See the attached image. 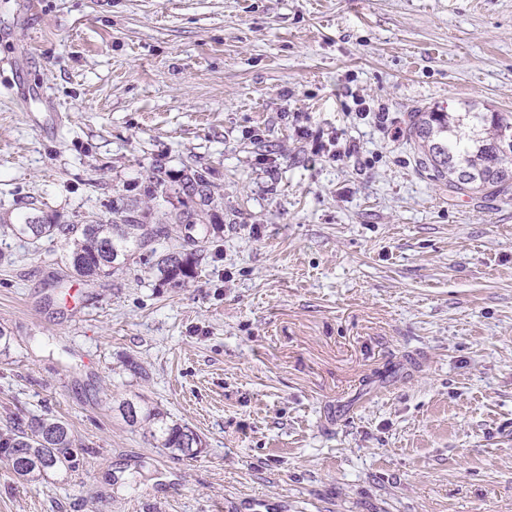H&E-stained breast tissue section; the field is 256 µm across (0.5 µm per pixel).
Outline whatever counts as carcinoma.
Instances as JSON below:
<instances>
[{
	"mask_svg": "<svg viewBox=\"0 0 512 512\" xmlns=\"http://www.w3.org/2000/svg\"><path fill=\"white\" fill-rule=\"evenodd\" d=\"M409 134L421 148L420 164L434 176L448 179V187L459 194L491 187L506 195L512 192V112H483L466 104L460 112H417ZM152 197L164 199L169 186L161 172L149 177ZM189 199L199 200V210L184 209L166 213L161 224L149 222V214L137 218L127 209L112 205V218H97L88 224H60L45 217L24 218L19 224H4L6 233L34 243L45 238L60 245L62 256L73 274L88 281L112 276L145 254L157 256L152 266L161 281L175 287L196 278L198 257L175 245L157 254L154 244L172 239L174 227L192 229L206 223L205 208L213 203V184L207 171H195L181 182ZM121 411L131 426L147 423L161 447L195 456L202 440L191 428L167 420L158 408L137 406L131 400ZM30 452L26 478L35 479L50 470L72 468L75 443L68 424L59 417H18L0 431V457L16 467L15 454Z\"/></svg>",
	"mask_w": 512,
	"mask_h": 512,
	"instance_id": "1",
	"label": "carcinoma"
}]
</instances>
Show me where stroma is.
<instances>
[{
    "instance_id": "35a3bbf8",
    "label": "stroma",
    "mask_w": 512,
    "mask_h": 512,
    "mask_svg": "<svg viewBox=\"0 0 512 512\" xmlns=\"http://www.w3.org/2000/svg\"><path fill=\"white\" fill-rule=\"evenodd\" d=\"M463 101L512 112V0H0V216L220 196L182 287L0 236V430L57 416L78 456L0 458V512H512V198L408 136ZM123 418L130 426L147 423L154 427L151 435L161 443V447L173 452H180L189 456H197L202 448V440L199 435L186 425L174 421H168L159 408L137 406L131 400H126L121 405Z\"/></svg>"
}]
</instances>
